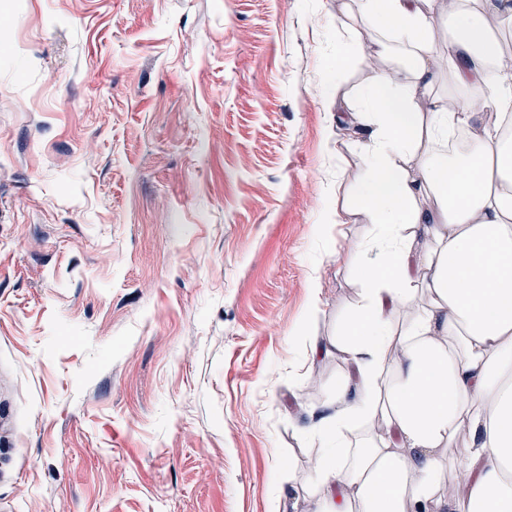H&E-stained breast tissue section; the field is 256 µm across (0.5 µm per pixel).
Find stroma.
Instances as JSON below:
<instances>
[{
    "label": "stroma",
    "instance_id": "stroma-1",
    "mask_svg": "<svg viewBox=\"0 0 512 512\" xmlns=\"http://www.w3.org/2000/svg\"><path fill=\"white\" fill-rule=\"evenodd\" d=\"M0 512H313L342 0H0Z\"/></svg>",
    "mask_w": 512,
    "mask_h": 512
}]
</instances>
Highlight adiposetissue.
<instances>
[{
    "label": "adipose tissue",
    "instance_id": "adipose-tissue-1",
    "mask_svg": "<svg viewBox=\"0 0 512 512\" xmlns=\"http://www.w3.org/2000/svg\"><path fill=\"white\" fill-rule=\"evenodd\" d=\"M364 24L369 56L402 47L362 93L372 132L349 214L371 224L375 253L357 245L361 298L333 346L344 359L369 352L359 393L336 385L337 410L317 432L329 448L314 465V512H512V75L486 19L512 20V0H458L446 48L427 35L440 0H347ZM445 60L460 93H478L491 118L435 91ZM467 129L468 150L448 154V130ZM436 141L416 172L404 166L422 139ZM362 422L353 442L331 439ZM471 441L470 479L451 494V448Z\"/></svg>",
    "mask_w": 512,
    "mask_h": 512
}]
</instances>
